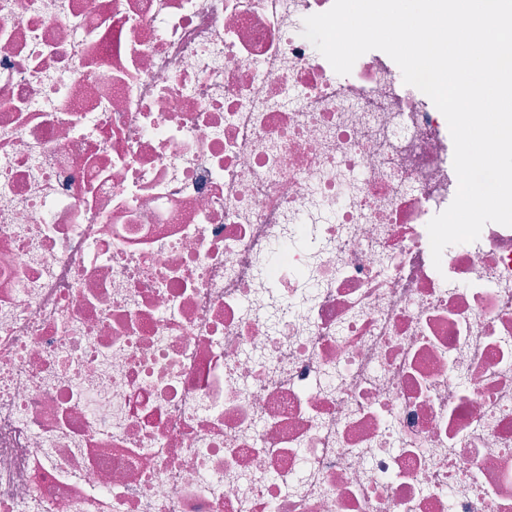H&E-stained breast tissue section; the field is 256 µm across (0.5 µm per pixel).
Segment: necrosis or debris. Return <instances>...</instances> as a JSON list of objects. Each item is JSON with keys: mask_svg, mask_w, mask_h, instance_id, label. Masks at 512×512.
<instances>
[{"mask_svg": "<svg viewBox=\"0 0 512 512\" xmlns=\"http://www.w3.org/2000/svg\"><path fill=\"white\" fill-rule=\"evenodd\" d=\"M333 0H0V512H512V227L433 263L444 115Z\"/></svg>", "mask_w": 512, "mask_h": 512, "instance_id": "4bbe7bcc", "label": "necrosis or debris"}]
</instances>
